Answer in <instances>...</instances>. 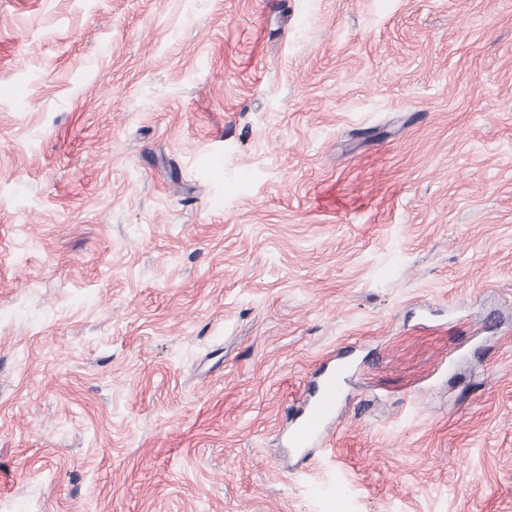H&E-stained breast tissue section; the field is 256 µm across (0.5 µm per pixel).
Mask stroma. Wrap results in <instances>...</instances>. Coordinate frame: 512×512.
<instances>
[{
	"instance_id": "stroma-1",
	"label": "stroma",
	"mask_w": 512,
	"mask_h": 512,
	"mask_svg": "<svg viewBox=\"0 0 512 512\" xmlns=\"http://www.w3.org/2000/svg\"><path fill=\"white\" fill-rule=\"evenodd\" d=\"M0 512H512V0H0ZM343 369L339 358L331 356L320 380L296 411L289 430V444L294 448H310L321 441L322 429L336 409L337 376Z\"/></svg>"
}]
</instances>
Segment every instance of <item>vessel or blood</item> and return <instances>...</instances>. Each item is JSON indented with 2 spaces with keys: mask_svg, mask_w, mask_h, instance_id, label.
Masks as SVG:
<instances>
[{
  "mask_svg": "<svg viewBox=\"0 0 512 512\" xmlns=\"http://www.w3.org/2000/svg\"><path fill=\"white\" fill-rule=\"evenodd\" d=\"M342 369L339 358H329L320 380L295 413L289 430L292 447L308 448L320 441L322 430L336 409L337 377Z\"/></svg>",
  "mask_w": 512,
  "mask_h": 512,
  "instance_id": "b4317fda",
  "label": "vessel or blood"
}]
</instances>
